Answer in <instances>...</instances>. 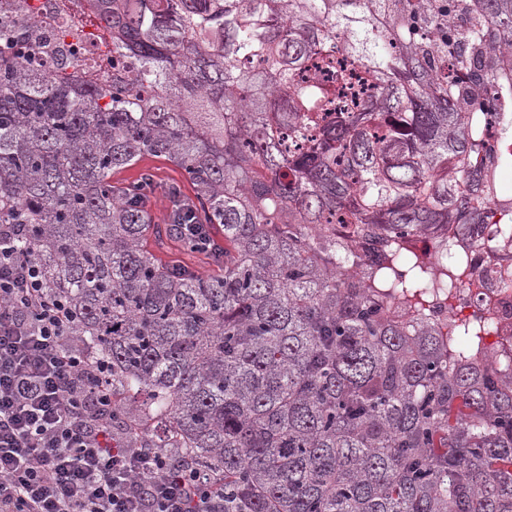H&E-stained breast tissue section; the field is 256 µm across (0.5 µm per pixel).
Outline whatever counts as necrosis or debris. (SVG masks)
I'll return each instance as SVG.
<instances>
[{"mask_svg":"<svg viewBox=\"0 0 512 512\" xmlns=\"http://www.w3.org/2000/svg\"><path fill=\"white\" fill-rule=\"evenodd\" d=\"M22 11L34 26V37L51 59L67 58L78 63L86 76L97 77L112 70V43L88 19L93 9L88 0H0V15ZM491 121L481 135L508 162L500 180L512 176V100L495 95ZM450 237L464 253L468 267L448 286L445 300L427 313L440 341H448L458 325L476 319L487 323L484 338L487 364L502 370L512 364V189L501 188L497 197L483 203L469 223L441 227L434 236L406 239L363 238L359 262L386 259L392 253H412L434 263L440 258V239Z\"/></svg>","mask_w":512,"mask_h":512,"instance_id":"necrosis-or-debris-1","label":"necrosis or debris"}]
</instances>
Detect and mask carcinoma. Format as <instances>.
I'll return each instance as SVG.
<instances>
[{"label":"carcinoma","instance_id":"obj_1","mask_svg":"<svg viewBox=\"0 0 512 512\" xmlns=\"http://www.w3.org/2000/svg\"><path fill=\"white\" fill-rule=\"evenodd\" d=\"M95 2L125 61L100 81L0 17V225L109 364L112 424L223 483L224 512H512V375L479 362L480 323L446 347L423 316L464 262L363 278L311 235L467 223L512 0ZM145 155L193 186L161 224L153 173L112 182ZM176 224L224 228L217 270L156 260Z\"/></svg>","mask_w":512,"mask_h":512}]
</instances>
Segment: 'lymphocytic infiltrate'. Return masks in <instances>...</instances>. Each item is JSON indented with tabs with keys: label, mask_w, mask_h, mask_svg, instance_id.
<instances>
[{
	"label": "lymphocytic infiltrate",
	"mask_w": 512,
	"mask_h": 512,
	"mask_svg": "<svg viewBox=\"0 0 512 512\" xmlns=\"http://www.w3.org/2000/svg\"><path fill=\"white\" fill-rule=\"evenodd\" d=\"M22 225H0V512H224V487L112 426L107 363L67 336Z\"/></svg>",
	"instance_id": "obj_1"
}]
</instances>
